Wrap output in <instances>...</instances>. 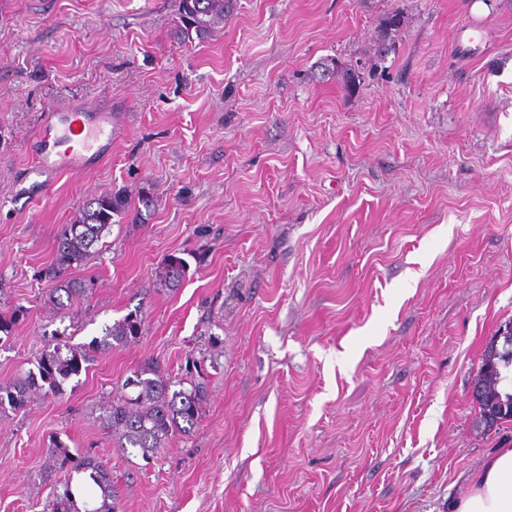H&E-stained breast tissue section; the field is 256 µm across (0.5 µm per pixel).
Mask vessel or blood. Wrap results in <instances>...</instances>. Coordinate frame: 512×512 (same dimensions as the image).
I'll list each match as a JSON object with an SVG mask.
<instances>
[{
    "label": "vessel or blood",
    "mask_w": 512,
    "mask_h": 512,
    "mask_svg": "<svg viewBox=\"0 0 512 512\" xmlns=\"http://www.w3.org/2000/svg\"><path fill=\"white\" fill-rule=\"evenodd\" d=\"M57 113H48L39 134L36 161L37 171L45 180H52L59 173L85 167L87 158L78 146L95 139L97 152L108 156L112 146V115L97 110L69 113L63 136H54Z\"/></svg>",
    "instance_id": "vessel-or-blood-1"
}]
</instances>
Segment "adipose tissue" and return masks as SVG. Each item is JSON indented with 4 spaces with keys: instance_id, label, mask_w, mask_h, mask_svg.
I'll use <instances>...</instances> for the list:
<instances>
[{
    "instance_id": "adipose-tissue-1",
    "label": "adipose tissue",
    "mask_w": 512,
    "mask_h": 512,
    "mask_svg": "<svg viewBox=\"0 0 512 512\" xmlns=\"http://www.w3.org/2000/svg\"><path fill=\"white\" fill-rule=\"evenodd\" d=\"M451 512H512V444L496 449L474 476L467 496Z\"/></svg>"
}]
</instances>
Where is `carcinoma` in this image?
<instances>
[{
	"mask_svg": "<svg viewBox=\"0 0 512 512\" xmlns=\"http://www.w3.org/2000/svg\"><path fill=\"white\" fill-rule=\"evenodd\" d=\"M234 0H178L177 30L187 40L203 38L224 24L233 10ZM403 26L398 13L387 15L377 26L374 60H385L397 51L396 38ZM130 197L127 191H105L93 197L78 211L75 220L62 227L57 238L53 262L42 275L54 284L47 301L59 310H68L87 295L89 285L69 276V271L84 263L95 251L111 225L128 216ZM188 262L176 255L166 256L156 272V284L162 288H179L186 276ZM21 310L0 313V341L14 335ZM142 317L138 310L127 313L103 329V335L88 343L72 345L55 337L35 358L34 368L0 386V417L25 410L37 393L59 396L70 379L87 370L94 353L125 346L141 335ZM499 355L487 351L475 374L481 392L473 395L481 420L495 408L509 407L499 413V421L512 422V321L498 330ZM208 375L203 370L188 381L176 382L164 377L157 364L143 363L124 383L131 393H123L101 408V419L112 429L117 448L150 459L165 448L171 437L188 435L202 415L208 397ZM51 471L63 475L62 490L54 494L46 512H117L112 489V471L97 458L74 453L69 446L53 440L50 451Z\"/></svg>",
	"mask_w": 512,
	"mask_h": 512,
	"instance_id": "cac0c4a2",
	"label": "carcinoma"
}]
</instances>
